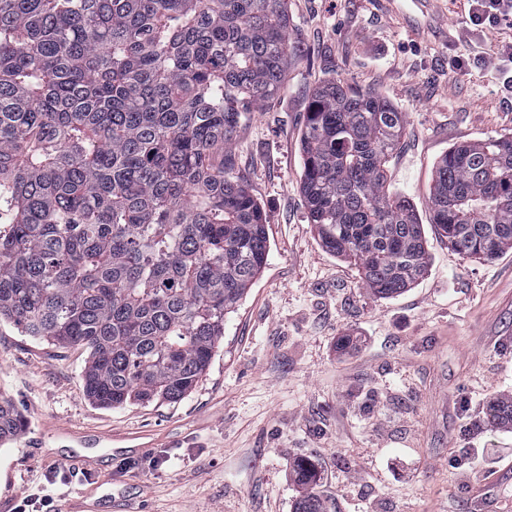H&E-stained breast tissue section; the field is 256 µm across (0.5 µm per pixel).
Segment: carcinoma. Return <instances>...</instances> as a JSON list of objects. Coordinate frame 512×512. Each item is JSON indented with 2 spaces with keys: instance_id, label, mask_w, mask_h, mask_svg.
<instances>
[{
  "instance_id": "obj_1",
  "label": "carcinoma",
  "mask_w": 512,
  "mask_h": 512,
  "mask_svg": "<svg viewBox=\"0 0 512 512\" xmlns=\"http://www.w3.org/2000/svg\"><path fill=\"white\" fill-rule=\"evenodd\" d=\"M291 53L288 0H0V320L87 350L93 402L189 394L262 273L263 213L224 152ZM403 124L332 79L301 136L308 223L384 299L429 266L413 205L386 188ZM429 204L458 253L512 247V136L450 148ZM489 415L512 424V396ZM22 427L1 399L0 443ZM295 471L296 512H327L311 461Z\"/></svg>"
}]
</instances>
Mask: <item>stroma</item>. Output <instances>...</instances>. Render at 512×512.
Returning a JSON list of instances; mask_svg holds the SVG:
<instances>
[{
    "instance_id": "stroma-1",
    "label": "stroma",
    "mask_w": 512,
    "mask_h": 512,
    "mask_svg": "<svg viewBox=\"0 0 512 512\" xmlns=\"http://www.w3.org/2000/svg\"><path fill=\"white\" fill-rule=\"evenodd\" d=\"M447 38L405 26L413 0H288L293 59L282 89L247 113L225 166L266 219L265 268L235 312L196 387L176 402L106 409L85 396L87 354L0 323V397L24 427L0 445V512L22 496H74L57 457L106 458L100 432L153 434L138 466L93 478L144 512H295L294 464L315 466L329 512H512V427L487 405L512 394V248L468 259L431 229L434 167L453 145L512 134L511 73L474 64L496 34L475 36L450 72V42L469 24L468 0H434ZM345 79L403 112L387 163L391 191L426 225L430 265L416 286L372 296L357 266L319 242L300 189L301 134L312 92ZM43 430L38 461L25 442ZM503 460L484 479L482 463Z\"/></svg>"
}]
</instances>
